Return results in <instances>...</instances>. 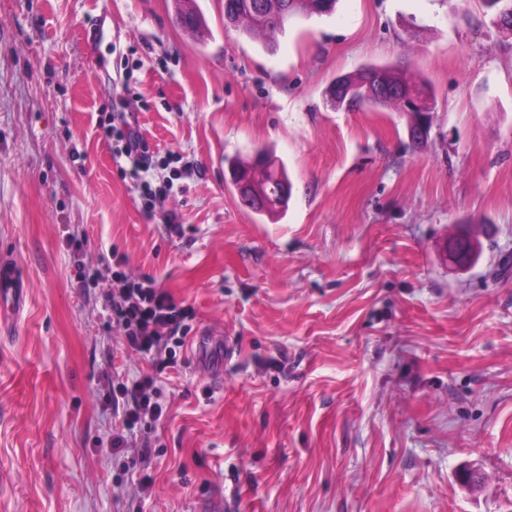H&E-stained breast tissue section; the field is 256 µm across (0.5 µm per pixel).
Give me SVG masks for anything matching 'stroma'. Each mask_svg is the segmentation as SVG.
Wrapping results in <instances>:
<instances>
[{"mask_svg": "<svg viewBox=\"0 0 512 512\" xmlns=\"http://www.w3.org/2000/svg\"><path fill=\"white\" fill-rule=\"evenodd\" d=\"M195 4L191 31L174 0H0V250L27 279L0 512H512V35L481 0H338L268 50ZM368 64L434 90L425 147L411 113L331 101ZM122 98L181 157L151 212L101 136ZM261 147L293 185L274 217L224 164ZM113 247L194 310L145 472L97 446L118 342L74 278ZM456 238L457 240L453 244L449 253L451 261L459 267H465L472 264L474 256L478 252V245L475 240L465 228L457 234ZM460 239L464 241V245L462 247L459 245Z\"/></svg>", "mask_w": 512, "mask_h": 512, "instance_id": "obj_1", "label": "stroma"}]
</instances>
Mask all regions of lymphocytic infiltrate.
<instances>
[{
	"instance_id": "f902f5d3",
	"label": "lymphocytic infiltrate",
	"mask_w": 512,
	"mask_h": 512,
	"mask_svg": "<svg viewBox=\"0 0 512 512\" xmlns=\"http://www.w3.org/2000/svg\"><path fill=\"white\" fill-rule=\"evenodd\" d=\"M117 118V123L104 127V139L118 157L128 161L125 174L140 185L149 203L165 202L172 197L174 184L153 182L154 152L139 131L130 103H123ZM78 280L81 287L100 290L107 312L106 329L119 337L124 353L148 365L132 378L107 374L103 403L121 425L110 448L121 447L129 436L139 435L138 460L149 465L152 427L168 411L159 373L177 366V353L183 350L191 330L192 313L154 277L129 272L127 257L116 250L97 264L80 267Z\"/></svg>"
}]
</instances>
